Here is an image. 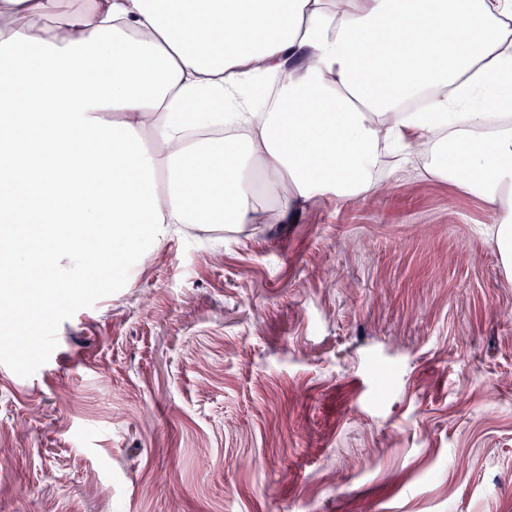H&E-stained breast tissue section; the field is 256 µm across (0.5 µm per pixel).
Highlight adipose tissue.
<instances>
[{"label":"adipose tissue","instance_id":"adipose-tissue-1","mask_svg":"<svg viewBox=\"0 0 512 512\" xmlns=\"http://www.w3.org/2000/svg\"><path fill=\"white\" fill-rule=\"evenodd\" d=\"M511 96L512 0H0V324L388 151L488 202L512 274Z\"/></svg>","mask_w":512,"mask_h":512}]
</instances>
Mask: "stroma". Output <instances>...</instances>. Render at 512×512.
<instances>
[{"label": "stroma", "mask_w": 512, "mask_h": 512, "mask_svg": "<svg viewBox=\"0 0 512 512\" xmlns=\"http://www.w3.org/2000/svg\"><path fill=\"white\" fill-rule=\"evenodd\" d=\"M34 336L0 512H512V277L453 183L183 228Z\"/></svg>", "instance_id": "35a3bbf8"}]
</instances>
